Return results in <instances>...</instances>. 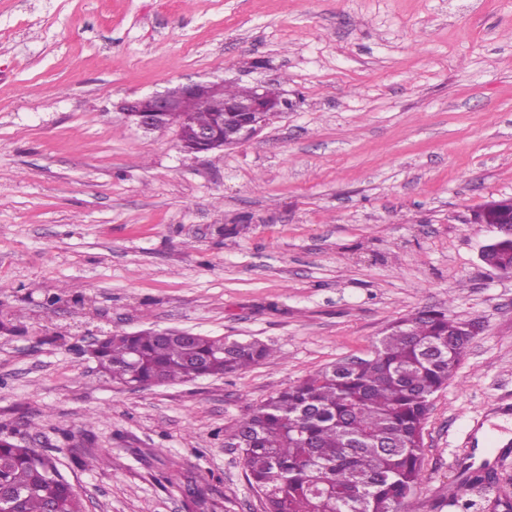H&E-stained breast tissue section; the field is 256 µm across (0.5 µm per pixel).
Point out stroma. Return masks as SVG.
Masks as SVG:
<instances>
[{"label": "stroma", "mask_w": 512, "mask_h": 512, "mask_svg": "<svg viewBox=\"0 0 512 512\" xmlns=\"http://www.w3.org/2000/svg\"><path fill=\"white\" fill-rule=\"evenodd\" d=\"M190 80L291 106L206 154L116 110ZM510 196L512 0H0V433L87 512H264L239 422L446 310L484 329L431 401L404 510L460 512L465 466L512 439V276L475 219ZM148 328L276 356L134 391L83 351Z\"/></svg>", "instance_id": "stroma-1"}]
</instances>
